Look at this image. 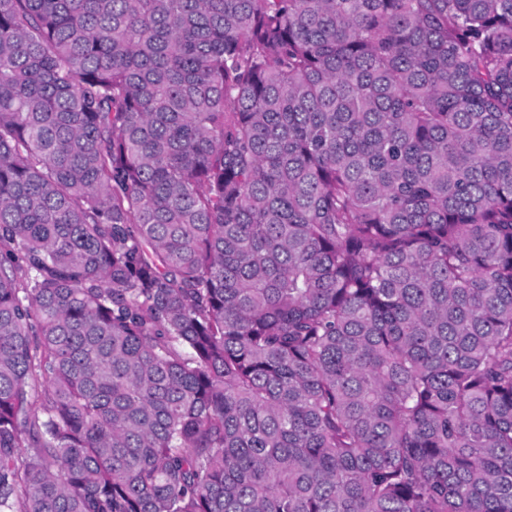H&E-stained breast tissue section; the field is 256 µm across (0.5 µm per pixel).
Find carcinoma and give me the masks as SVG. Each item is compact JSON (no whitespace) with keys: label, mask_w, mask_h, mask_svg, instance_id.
Segmentation results:
<instances>
[{"label":"carcinoma","mask_w":512,"mask_h":512,"mask_svg":"<svg viewBox=\"0 0 512 512\" xmlns=\"http://www.w3.org/2000/svg\"><path fill=\"white\" fill-rule=\"evenodd\" d=\"M0 512H512V0H0Z\"/></svg>","instance_id":"carcinoma-1"}]
</instances>
